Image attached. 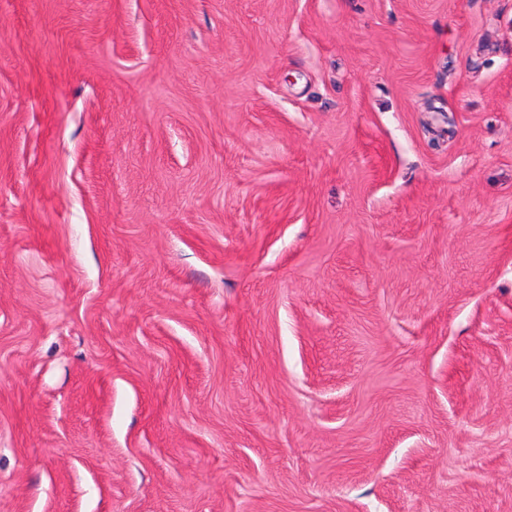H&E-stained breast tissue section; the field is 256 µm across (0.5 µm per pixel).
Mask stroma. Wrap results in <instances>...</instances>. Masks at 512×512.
<instances>
[{
	"label": "stroma",
	"instance_id": "35a3bbf8",
	"mask_svg": "<svg viewBox=\"0 0 512 512\" xmlns=\"http://www.w3.org/2000/svg\"><path fill=\"white\" fill-rule=\"evenodd\" d=\"M0 512H512V0H0Z\"/></svg>",
	"mask_w": 512,
	"mask_h": 512
}]
</instances>
